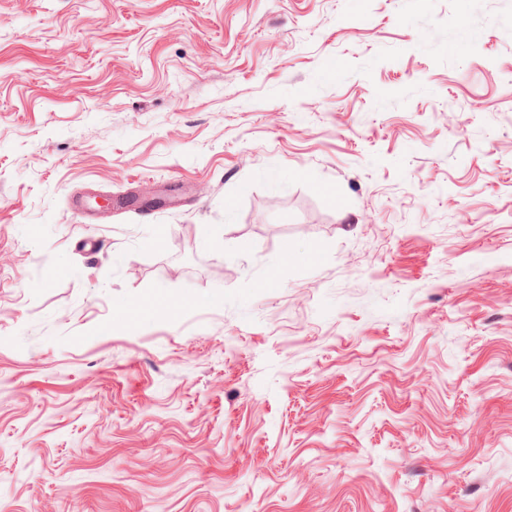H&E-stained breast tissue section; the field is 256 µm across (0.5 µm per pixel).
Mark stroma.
Masks as SVG:
<instances>
[{"mask_svg": "<svg viewBox=\"0 0 512 512\" xmlns=\"http://www.w3.org/2000/svg\"><path fill=\"white\" fill-rule=\"evenodd\" d=\"M0 512H512V0H0Z\"/></svg>", "mask_w": 512, "mask_h": 512, "instance_id": "obj_1", "label": "stroma"}]
</instances>
